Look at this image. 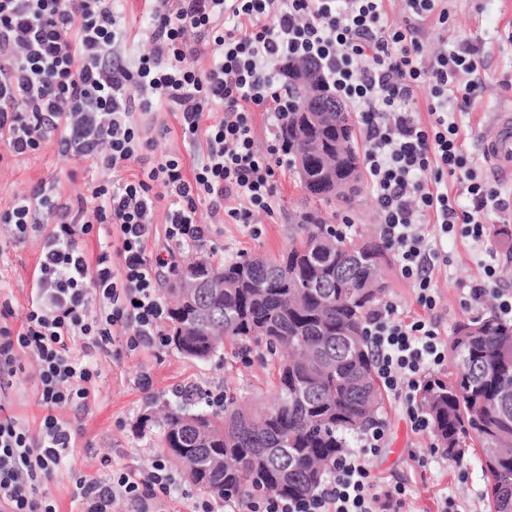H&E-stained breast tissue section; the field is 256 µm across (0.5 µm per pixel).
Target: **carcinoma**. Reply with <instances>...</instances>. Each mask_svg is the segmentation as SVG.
I'll list each match as a JSON object with an SVG mask.
<instances>
[{
  "instance_id": "carcinoma-1",
  "label": "carcinoma",
  "mask_w": 512,
  "mask_h": 512,
  "mask_svg": "<svg viewBox=\"0 0 512 512\" xmlns=\"http://www.w3.org/2000/svg\"><path fill=\"white\" fill-rule=\"evenodd\" d=\"M288 91L293 109L279 137L290 160L311 142L336 159V176L328 178L310 157L304 187L327 206L352 202L362 158L351 113H331L334 128L318 130L303 109L334 105L335 93L314 99L292 80ZM385 262L384 247L348 241L317 209L294 225L288 251L277 259H188L178 267L171 292L189 275L198 287L193 301L168 310L166 342L198 361L216 357L226 339L262 345L279 375L262 414L226 396L209 412L179 404L157 422L143 415L141 425L161 429L173 458L182 460L181 449L191 455L189 483L220 499L314 494L381 404L364 323L388 288ZM450 356L456 377L427 379L422 407L445 456L460 457L468 438L479 442L492 512H512V323L492 312L459 323Z\"/></svg>"
}]
</instances>
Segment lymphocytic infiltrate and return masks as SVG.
<instances>
[{"mask_svg": "<svg viewBox=\"0 0 512 512\" xmlns=\"http://www.w3.org/2000/svg\"><path fill=\"white\" fill-rule=\"evenodd\" d=\"M149 53H125L128 32L112 0H0V143L11 156L55 144L62 157L93 158L113 172L144 160L151 144L134 115L156 106L179 118L194 151L192 169L165 156L146 176L89 184L67 199L38 192L16 199L0 214V228L21 240L45 231L35 288L19 329L0 326V388L12 385L22 358L35 363L38 431L0 414V512H57L42 490L65 467L76 446L62 409L86 405L98 376L75 355L76 347L110 351L115 337L128 350L164 344L167 307L159 294L163 269L204 240L211 224H250L273 213L275 170L283 166L278 141L255 143L252 108L283 120L275 72L289 57L311 58L337 95L362 119L363 164L377 202L380 234L398 256L400 272L414 282L418 302L434 310L438 294L428 274L443 255L429 224L448 234L462 224L485 244L488 215L512 209L489 187L462 149L457 113L466 111L488 77L470 48L426 54L413 24L437 16L439 0H406L410 21L391 22L383 0H147ZM204 39L213 64L193 63L188 34ZM427 92L430 124L413 108ZM220 120H211V113ZM463 174L472 210L459 209L441 182ZM166 201L165 245L151 254L155 213ZM208 204L210 224L199 220ZM99 239L87 253L85 241ZM365 331L378 377L389 390L413 397L426 374L443 366L447 348L431 322L408 319L396 303L370 313ZM384 429L363 433L339 459L313 499L275 495L259 502H225L224 512H403L406 491L377 487L365 463L377 454ZM176 479L153 463L107 478L79 476L74 496L82 512H111L117 500L137 502L169 495Z\"/></svg>", "mask_w": 512, "mask_h": 512, "instance_id": "1", "label": "lymphocytic infiltrate"}]
</instances>
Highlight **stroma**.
Instances as JSON below:
<instances>
[{
  "mask_svg": "<svg viewBox=\"0 0 512 512\" xmlns=\"http://www.w3.org/2000/svg\"><path fill=\"white\" fill-rule=\"evenodd\" d=\"M446 5L447 25H439L432 18L420 21L415 35L430 54L442 50L448 42L468 43L487 69L489 82L475 92L460 121L463 148L479 161L483 158L480 139L484 127L497 112L512 107V0H447ZM115 7L128 27L127 55L135 57L147 52L150 45L143 33L149 18L143 11V0H116ZM135 121L143 135L152 140L150 160L176 155L184 165H192L193 155L184 146L172 112L158 108L136 114ZM104 177V172L92 168L90 160L62 158L52 145L35 154L5 157L0 161V212L10 209L18 196L32 193L39 183L52 185L66 197ZM275 181L274 214L258 215L251 228L232 223L212 226L205 242L198 246V254L225 262L284 253L290 243V216L313 207L314 202L289 167L277 168ZM326 216L332 224L348 225L347 236L355 242L381 240L377 204L369 182H362L354 206L332 205ZM42 245V237L35 234L22 240L0 234V296L11 302V327H19L25 316ZM441 247L447 252L448 261L431 272L439 295L434 310L423 311L413 284L401 276L398 257L392 249L387 252L390 287L385 297L401 305L408 316L427 315L439 337L448 344L457 323L477 314L476 309L465 305L463 288L481 281L482 262L501 267L512 255L494 237L485 248H478L460 224L442 239ZM82 358L98 371L99 377L96 395L87 407H69L61 412L62 418L79 427L80 433L67 467L56 471L45 484L58 512L80 510L72 495L74 475L103 478L114 468L134 472L162 456L158 427L139 426L149 401L176 403L181 388L192 385L214 393L227 392L260 409L268 406L276 381L273 363L261 362L256 356L250 363H243L240 347L232 341L225 343L220 361L191 360L169 346L157 352L125 351L112 357L86 350ZM145 374L152 381L147 390L139 385ZM36 392L34 379H22L0 397V405L30 428H37L42 412ZM378 418L385 426V437L379 453L369 461L377 486L404 484L408 491L407 512H439L448 496L456 499L461 512H485L486 478L479 448H469L456 461L443 457L432 431L412 429L404 397L388 391L383 394Z\"/></svg>",
  "mask_w": 512,
  "mask_h": 512,
  "instance_id": "stroma-1",
  "label": "stroma"
}]
</instances>
